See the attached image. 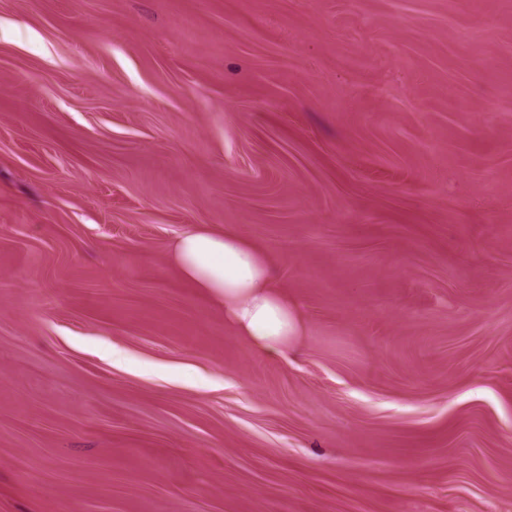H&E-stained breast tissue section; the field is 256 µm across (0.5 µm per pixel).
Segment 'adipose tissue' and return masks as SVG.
I'll return each instance as SVG.
<instances>
[{
	"label": "adipose tissue",
	"mask_w": 512,
	"mask_h": 512,
	"mask_svg": "<svg viewBox=\"0 0 512 512\" xmlns=\"http://www.w3.org/2000/svg\"><path fill=\"white\" fill-rule=\"evenodd\" d=\"M174 260L223 306L225 320L257 351L284 353L299 335L300 314L273 285L267 255L239 234L187 231L175 243Z\"/></svg>",
	"instance_id": "obj_1"
}]
</instances>
